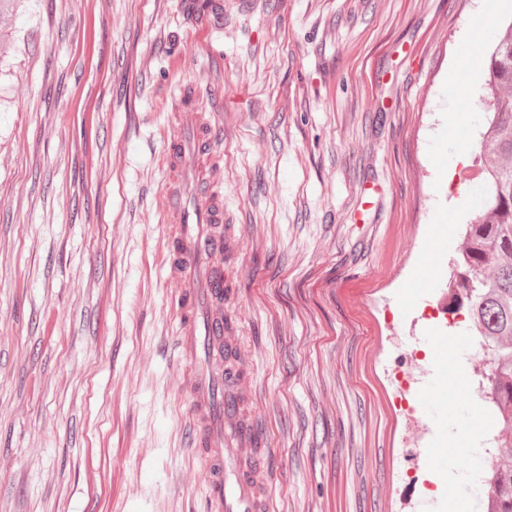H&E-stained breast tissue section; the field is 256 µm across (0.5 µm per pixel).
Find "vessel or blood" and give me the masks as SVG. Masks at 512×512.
<instances>
[{
  "label": "vessel or blood",
  "instance_id": "b4317fda",
  "mask_svg": "<svg viewBox=\"0 0 512 512\" xmlns=\"http://www.w3.org/2000/svg\"><path fill=\"white\" fill-rule=\"evenodd\" d=\"M218 140V129L181 90L175 131L164 145L175 177L168 213L176 232L167 241L179 315L173 342L201 363L185 383L188 451L204 462L199 478L211 512H267L266 461L249 446L251 430L240 428L236 441L224 439L225 428L238 423L233 386L241 378L224 372V199L211 163Z\"/></svg>",
  "mask_w": 512,
  "mask_h": 512
}]
</instances>
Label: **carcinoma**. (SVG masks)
<instances>
[{"mask_svg": "<svg viewBox=\"0 0 512 512\" xmlns=\"http://www.w3.org/2000/svg\"><path fill=\"white\" fill-rule=\"evenodd\" d=\"M486 86L488 127L473 159L483 173L481 207L452 262L450 308L471 318L489 366V401L512 430V23L492 47ZM482 492L483 512H512V436L495 449Z\"/></svg>", "mask_w": 512, "mask_h": 512, "instance_id": "carcinoma-1", "label": "carcinoma"}]
</instances>
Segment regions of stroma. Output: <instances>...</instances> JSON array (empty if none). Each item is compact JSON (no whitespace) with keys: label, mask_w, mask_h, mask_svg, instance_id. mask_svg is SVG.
Segmentation results:
<instances>
[{"label":"stroma","mask_w":512,"mask_h":512,"mask_svg":"<svg viewBox=\"0 0 512 512\" xmlns=\"http://www.w3.org/2000/svg\"><path fill=\"white\" fill-rule=\"evenodd\" d=\"M511 23L512 0H23L1 16L0 512H207L164 257L182 86L221 131L224 320L270 512H477L470 474L501 426L453 369L483 362L443 332L462 314L430 302L479 206L459 154L479 145L489 40ZM413 351L426 369L401 412L390 373Z\"/></svg>","instance_id":"35a3bbf8"}]
</instances>
